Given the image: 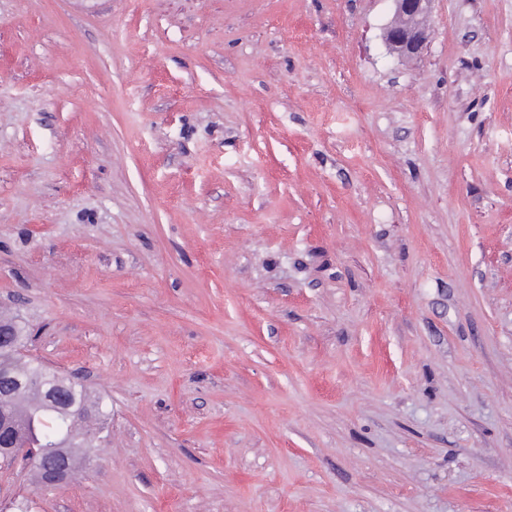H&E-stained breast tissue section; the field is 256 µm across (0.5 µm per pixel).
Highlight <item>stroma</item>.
<instances>
[{
    "mask_svg": "<svg viewBox=\"0 0 512 512\" xmlns=\"http://www.w3.org/2000/svg\"><path fill=\"white\" fill-rule=\"evenodd\" d=\"M0 0V307L103 451L0 512H512V0ZM432 0H395L396 11L402 17H413L407 19V24L419 25L425 22L424 17L418 16L427 14L430 10ZM417 16V17H415ZM400 16H394L392 23L404 22ZM385 43L390 47H399L396 53L401 58H406L420 52L429 41V31L426 28L410 26H389L384 32ZM45 393L49 395L47 401L52 410L57 412L69 427L81 423L70 430L76 443H81L86 439L92 440L94 435L101 430L99 421L91 419L95 416L102 420L103 413L97 407L102 409V399L94 391L84 387L80 395V402L75 396L74 382L66 376L55 373L51 378L43 381ZM82 402L88 403L85 405Z\"/></svg>",
    "mask_w": 512,
    "mask_h": 512,
    "instance_id": "obj_1",
    "label": "stroma"
}]
</instances>
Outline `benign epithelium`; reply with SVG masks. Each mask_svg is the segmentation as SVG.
I'll return each instance as SVG.
<instances>
[{"label": "benign epithelium", "instance_id": "7a95c632", "mask_svg": "<svg viewBox=\"0 0 512 512\" xmlns=\"http://www.w3.org/2000/svg\"><path fill=\"white\" fill-rule=\"evenodd\" d=\"M432 0H395L396 11L403 17H415L429 12ZM385 43L397 47V55L405 58L420 52L429 41L425 28L392 25L384 32ZM47 401L70 426L89 420L103 413L77 401L74 382L58 373L43 381ZM20 420L9 412H0V465L5 467L22 455L30 461L40 475V486L53 488L76 476L87 459L64 450V440L57 439L50 445L22 442L18 439Z\"/></svg>", "mask_w": 512, "mask_h": 512}]
</instances>
